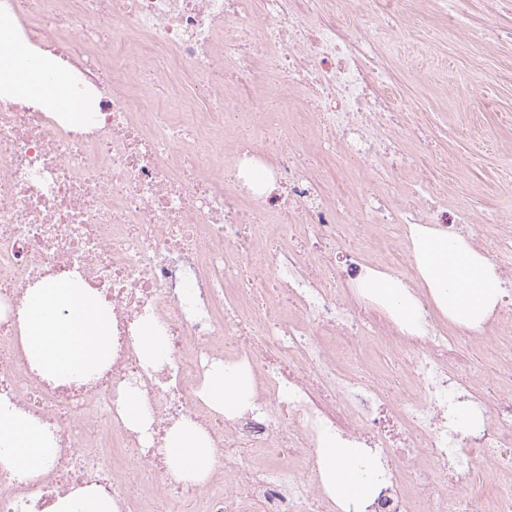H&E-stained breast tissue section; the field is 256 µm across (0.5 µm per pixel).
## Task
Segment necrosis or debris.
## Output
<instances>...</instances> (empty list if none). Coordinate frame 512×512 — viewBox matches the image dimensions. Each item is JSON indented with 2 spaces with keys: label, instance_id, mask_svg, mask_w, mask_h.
Listing matches in <instances>:
<instances>
[{
  "label": "necrosis or debris",
  "instance_id": "obj_1",
  "mask_svg": "<svg viewBox=\"0 0 512 512\" xmlns=\"http://www.w3.org/2000/svg\"><path fill=\"white\" fill-rule=\"evenodd\" d=\"M377 0H0L18 38L70 70L94 120L0 97V406L54 437L51 470L0 468V512H53L92 487L120 512H328L320 436L368 449L379 475L343 512H512V398L476 388L420 301L395 328L352 286L369 266L407 286L410 226L461 234L448 157L363 30ZM432 173L401 187V139ZM479 233L512 279V228ZM75 279L110 313L112 358L86 383L34 368L19 341L30 288ZM165 338L147 364L139 336ZM328 330L338 343L314 334ZM262 383L233 418L202 399L215 361ZM137 389L146 428L120 397ZM479 421L461 428L460 405ZM212 441L204 483L168 477L167 437ZM450 488L432 492L426 461Z\"/></svg>",
  "mask_w": 512,
  "mask_h": 512
}]
</instances>
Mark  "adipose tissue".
Instances as JSON below:
<instances>
[{"label":"adipose tissue","instance_id":"adipose-tissue-1","mask_svg":"<svg viewBox=\"0 0 512 512\" xmlns=\"http://www.w3.org/2000/svg\"><path fill=\"white\" fill-rule=\"evenodd\" d=\"M0 94L33 99L84 122L88 104L75 96L68 77L47 55L32 54L25 44L0 37ZM412 255L438 312L454 325L479 329L501 302V280L488 259L466 239L423 225L411 228ZM363 295L381 305L402 330L419 328V301L401 281L369 271L359 284ZM23 347L38 368L61 380H87L110 358V319L100 299L73 280H54L29 289L19 316ZM254 383L246 365L215 363L206 374L204 397L225 417L245 410ZM52 434L23 413L0 409V463L32 476L53 463ZM170 471L179 480L204 482L214 466L211 442L186 424L173 429ZM320 481L336 504L364 498L373 489L368 468L359 466L362 451L325 439L319 449Z\"/></svg>","mask_w":512,"mask_h":512}]
</instances>
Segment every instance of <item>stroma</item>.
<instances>
[{"label":"stroma","instance_id":"stroma-1","mask_svg":"<svg viewBox=\"0 0 512 512\" xmlns=\"http://www.w3.org/2000/svg\"><path fill=\"white\" fill-rule=\"evenodd\" d=\"M377 48L395 73L403 105L428 109L455 183L470 201L512 192V0H412L373 19ZM409 34L396 38L400 27Z\"/></svg>","mask_w":512,"mask_h":512}]
</instances>
